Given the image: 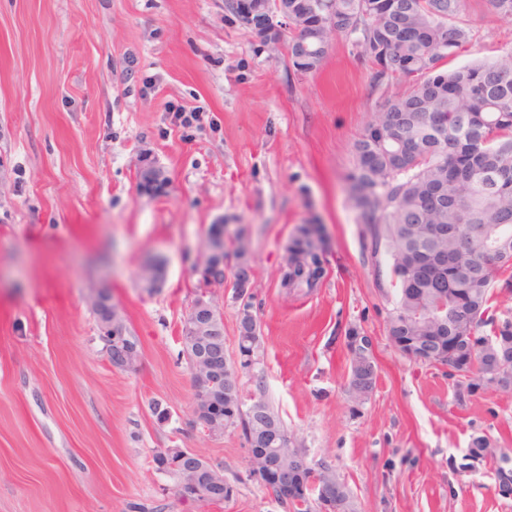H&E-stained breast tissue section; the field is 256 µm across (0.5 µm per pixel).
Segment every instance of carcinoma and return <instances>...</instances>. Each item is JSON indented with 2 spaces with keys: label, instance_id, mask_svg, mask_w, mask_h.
<instances>
[{
  "label": "carcinoma",
  "instance_id": "cac0c4a2",
  "mask_svg": "<svg viewBox=\"0 0 512 512\" xmlns=\"http://www.w3.org/2000/svg\"><path fill=\"white\" fill-rule=\"evenodd\" d=\"M468 0H288V65L295 75L317 72L329 48L308 51L305 33L323 43L345 37L353 55L370 65L381 86L398 75L406 94L386 102L375 124L352 144L346 179L361 226L364 252L374 266L386 256L396 303L388 336H443L445 354L430 362L448 369L459 397L493 387L485 376L488 355L480 333L491 291L512 269V52L461 65L453 61L476 39L462 14ZM280 288L288 295L311 294L322 286L324 225L296 226ZM471 291L467 322L455 327L459 289ZM453 336H471L454 344ZM477 368L459 372L468 356ZM376 368L350 358L347 391L361 401L373 390ZM244 412L228 422L241 425L248 447L261 424ZM286 466L305 464L319 476L305 452L285 443Z\"/></svg>",
  "mask_w": 512,
  "mask_h": 512
}]
</instances>
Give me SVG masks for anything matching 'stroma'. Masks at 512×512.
Returning <instances> with one entry per match:
<instances>
[{
	"mask_svg": "<svg viewBox=\"0 0 512 512\" xmlns=\"http://www.w3.org/2000/svg\"><path fill=\"white\" fill-rule=\"evenodd\" d=\"M462 62L512 50V20L471 0ZM335 37L323 65L290 74L286 41L257 46L224 0H0V512H289L247 478L241 428L194 416L182 328L194 299L224 315L237 358L239 304L195 266L211 225L244 229L260 326L261 393L310 461H328L356 512H512V392L459 398L445 369L404 356L386 329L388 264L363 255L345 175L353 141L401 78ZM195 113L191 125L176 113ZM151 155L167 183L142 187ZM318 218L330 249L310 295L279 286L295 225ZM163 283L140 286L144 266ZM136 338L113 367L92 295ZM370 336L377 381L349 398V328ZM159 403L168 416L150 408ZM490 454L473 457V437ZM190 449L224 466L234 496H181L156 458Z\"/></svg>",
	"mask_w": 512,
	"mask_h": 512,
	"instance_id": "35a3bbf8",
	"label": "stroma"
}]
</instances>
